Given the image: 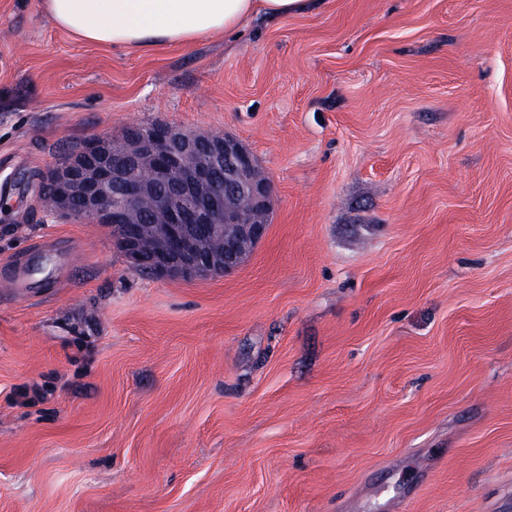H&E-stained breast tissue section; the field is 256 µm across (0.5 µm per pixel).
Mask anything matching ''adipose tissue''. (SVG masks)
Masks as SVG:
<instances>
[{
  "label": "adipose tissue",
  "mask_w": 512,
  "mask_h": 512,
  "mask_svg": "<svg viewBox=\"0 0 512 512\" xmlns=\"http://www.w3.org/2000/svg\"><path fill=\"white\" fill-rule=\"evenodd\" d=\"M304 7L305 0H43L57 27L121 50L189 45L238 31L259 14L275 18Z\"/></svg>",
  "instance_id": "ef3b65f1"
}]
</instances>
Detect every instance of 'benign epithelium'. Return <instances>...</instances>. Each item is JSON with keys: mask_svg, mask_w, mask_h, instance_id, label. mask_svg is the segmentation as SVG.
<instances>
[{"mask_svg": "<svg viewBox=\"0 0 512 512\" xmlns=\"http://www.w3.org/2000/svg\"><path fill=\"white\" fill-rule=\"evenodd\" d=\"M145 166L152 179L133 170ZM56 212L72 216L77 203L91 217L112 225L130 267L192 280L230 273L247 261L267 231L272 185L252 153L224 134H197L155 124L132 126L121 139L98 138L62 158L46 176ZM152 201L156 213L150 247L142 244L140 211ZM235 226L224 252L206 236Z\"/></svg>", "mask_w": 512, "mask_h": 512, "instance_id": "7a95c632", "label": "benign epithelium"}]
</instances>
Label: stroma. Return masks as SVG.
<instances>
[{"label": "stroma", "mask_w": 512, "mask_h": 512, "mask_svg": "<svg viewBox=\"0 0 512 512\" xmlns=\"http://www.w3.org/2000/svg\"><path fill=\"white\" fill-rule=\"evenodd\" d=\"M154 123L270 180L232 273H136L40 198ZM0 172V512H512V0H308L151 52L0 0Z\"/></svg>", "instance_id": "35a3bbf8"}]
</instances>
